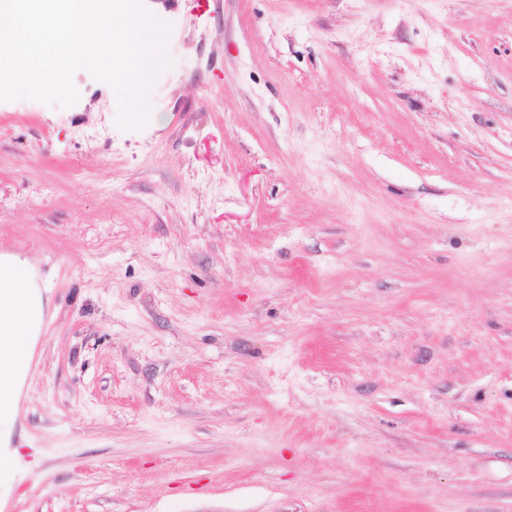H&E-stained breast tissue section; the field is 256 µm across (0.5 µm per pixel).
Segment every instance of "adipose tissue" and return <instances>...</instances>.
<instances>
[{
  "mask_svg": "<svg viewBox=\"0 0 512 512\" xmlns=\"http://www.w3.org/2000/svg\"><path fill=\"white\" fill-rule=\"evenodd\" d=\"M14 296L22 305L25 323L19 327L12 347H0V434L13 425L9 400L16 397L26 374L32 336L43 323L44 301L39 271L26 259L12 258L0 266V295Z\"/></svg>",
  "mask_w": 512,
  "mask_h": 512,
  "instance_id": "obj_1",
  "label": "adipose tissue"
}]
</instances>
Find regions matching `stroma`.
Wrapping results in <instances>:
<instances>
[{"label":"stroma","mask_w":512,"mask_h":512,"mask_svg":"<svg viewBox=\"0 0 512 512\" xmlns=\"http://www.w3.org/2000/svg\"><path fill=\"white\" fill-rule=\"evenodd\" d=\"M145 2L142 129L0 102V512H512V0ZM38 268L27 259L14 256L0 268V310L10 311L19 325L16 336L5 324L0 327V345L15 343L10 348L0 346V434L9 436L13 425V413L8 406L17 396L28 367V351L33 338L43 323L44 301ZM23 306L20 305V304ZM24 309V312H23ZM24 358H20V355ZM10 397V402L7 397Z\"/></svg>","instance_id":"35a3bbf8"}]
</instances>
